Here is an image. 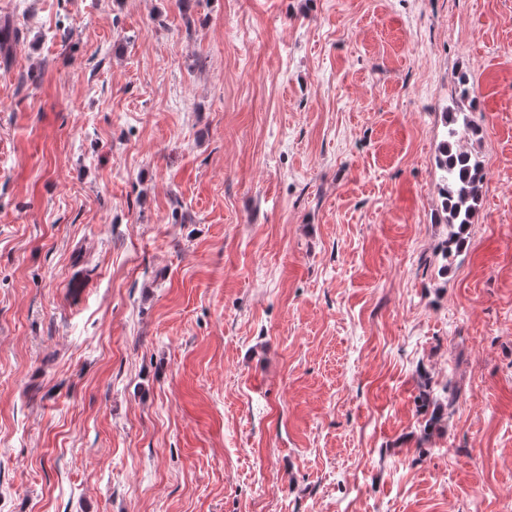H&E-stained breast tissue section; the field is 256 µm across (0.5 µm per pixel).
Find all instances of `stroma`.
<instances>
[{
	"label": "stroma",
	"mask_w": 512,
	"mask_h": 512,
	"mask_svg": "<svg viewBox=\"0 0 512 512\" xmlns=\"http://www.w3.org/2000/svg\"><path fill=\"white\" fill-rule=\"evenodd\" d=\"M4 18L0 512H512V0ZM444 120L447 137L440 144L437 167L442 171L438 193L442 198L446 224L451 228L443 249V257L448 258L464 246L466 229L472 224L477 211L484 170L477 157L457 151L453 145L462 128L475 131L471 120L456 126L452 112H446ZM448 123L452 125L449 131Z\"/></svg>",
	"instance_id": "obj_1"
}]
</instances>
